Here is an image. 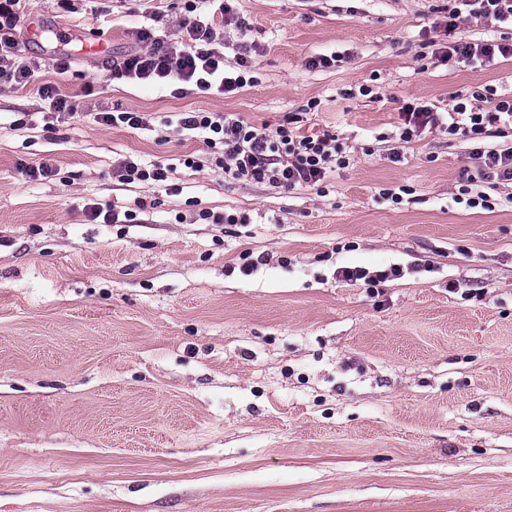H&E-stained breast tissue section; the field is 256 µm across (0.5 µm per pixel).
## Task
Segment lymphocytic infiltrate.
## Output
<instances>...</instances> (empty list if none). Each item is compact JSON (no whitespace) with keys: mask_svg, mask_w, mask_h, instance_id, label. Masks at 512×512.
Listing matches in <instances>:
<instances>
[{"mask_svg":"<svg viewBox=\"0 0 512 512\" xmlns=\"http://www.w3.org/2000/svg\"><path fill=\"white\" fill-rule=\"evenodd\" d=\"M19 0H0V83L27 85L34 63L18 58L12 34ZM181 30L188 42L180 46L156 35L147 27L135 32L138 47L111 67L113 78L132 77L142 81H178L201 93L213 90L231 93L253 84V62L248 52H240L235 70L224 67V55L216 48L221 35L207 22L185 20ZM512 57V42L456 40L441 51L444 60L486 65L496 56ZM400 141L408 142L426 128L445 126L449 134L461 135L471 144L470 166L458 176V194L467 207H488L486 193H473L475 183L496 185L512 181V147L495 149L488 141L500 137L503 123L512 122V99L488 102L476 92L471 102L456 101L446 115L426 105L411 103L401 107ZM299 114L289 115L276 127L256 126L228 112H181L175 122L182 131L201 137L210 149L216 166L235 180L265 182L292 190L319 185L329 172L347 168L350 159L335 135L301 134Z\"/></svg>","mask_w":512,"mask_h":512,"instance_id":"f902f5d3","label":"lymphocytic infiltrate"}]
</instances>
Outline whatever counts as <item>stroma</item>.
Returning <instances> with one entry per match:
<instances>
[{
    "mask_svg": "<svg viewBox=\"0 0 512 512\" xmlns=\"http://www.w3.org/2000/svg\"><path fill=\"white\" fill-rule=\"evenodd\" d=\"M235 7L247 32L216 0L199 15L224 33L225 68L256 44V84L185 95L108 75L137 28L180 39L184 0L19 6L40 77L0 85V512H512V185L481 184L492 210L467 208L453 200L465 138L392 141L404 102L511 98L512 58L440 62L448 0ZM91 37L101 56L83 54ZM317 54L336 65L308 68ZM43 84L83 96V113L45 129ZM112 108L149 128L95 121ZM198 110L272 127L302 113L350 165L321 190L226 179L168 124ZM125 156L170 166L178 193L122 182ZM43 162L54 177L18 171ZM94 202L137 220L91 223ZM346 266L401 275L371 288Z\"/></svg>",
    "mask_w": 512,
    "mask_h": 512,
    "instance_id": "obj_1",
    "label": "stroma"
}]
</instances>
